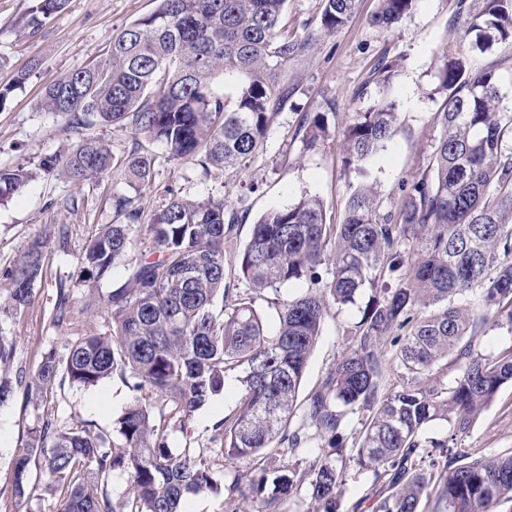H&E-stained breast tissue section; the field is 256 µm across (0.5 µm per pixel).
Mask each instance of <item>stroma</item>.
<instances>
[{
  "instance_id": "1",
  "label": "stroma",
  "mask_w": 512,
  "mask_h": 512,
  "mask_svg": "<svg viewBox=\"0 0 512 512\" xmlns=\"http://www.w3.org/2000/svg\"><path fill=\"white\" fill-rule=\"evenodd\" d=\"M34 0H0V55L10 67L0 69V88L12 84L14 71L32 66L24 88L13 91L0 109V168L25 167L34 177L25 191L0 203V288L6 275L35 239H42L43 268L34 284V298L24 310L0 309V337L11 345L10 377L32 375L49 349L64 350L69 339L87 328L105 330L101 294L125 285L130 268L153 250L147 225L163 209L170 194L187 198L221 195L245 218L234 231L236 247H244L256 219L267 209L283 207L303 195L320 197L329 223H340L347 201L362 182L377 192L380 213L394 210L404 183L419 178L430 163L440 135L433 116L441 102L438 70L447 47L466 50L468 21L481 0H417L414 8L391 29L370 25L378 0H359L351 21L333 34L321 31L323 0H288L283 25L290 37L311 40L310 49L281 70L280 80L288 100L280 108L267 140L244 168H203L195 161H167L164 147L143 134L113 126L92 128L93 136L107 141L116 156L134 150L157 158L155 187L130 194L140 208V224L132 231L136 248L114 264L98 283L82 281L80 258L88 240L106 225L120 223L112 197L127 192L118 174L74 185L44 175L41 161L71 146L77 134L66 117L40 111L38 103L46 86L64 74L102 59L124 26L151 13L155 0H68L65 9L32 35H21L19 26ZM402 57L403 67L388 90L399 106L396 136L363 162L361 172L343 164L344 134L355 113L369 106L377 88L372 78L381 56ZM327 115L328 137L323 146L305 149L298 124L304 115ZM128 193V192H127ZM67 227V250H58L55 235ZM70 291V312L63 322H53L58 288ZM364 289L354 304L332 307L323 334L315 346L301 384L308 394L351 346L353 329L371 299ZM240 384L225 379L223 391L192 412L185 422H170L168 443L173 454L191 448L219 456L221 441L214 438L215 423L236 407ZM133 398L120 375L90 388L64 387L51 401L61 424L82 421L105 430ZM41 408L29 402L24 387L0 405V512H60L61 505L47 488L48 477L30 471L29 499L13 493V468L31 431L39 424ZM457 445L473 456L512 452V384L502 386L482 411L470 431L458 436Z\"/></svg>"
}]
</instances>
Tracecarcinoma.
<instances>
[{
	"instance_id": "carcinoma-1",
	"label": "carcinoma",
	"mask_w": 512,
	"mask_h": 512,
	"mask_svg": "<svg viewBox=\"0 0 512 512\" xmlns=\"http://www.w3.org/2000/svg\"><path fill=\"white\" fill-rule=\"evenodd\" d=\"M156 9L112 38L105 58L50 84L39 103L44 112L68 116L76 131L95 125L130 128L162 144L171 160L244 167L267 136L276 110L288 98L280 87L282 66L307 48L288 38L282 16L287 0H156ZM358 0H324L320 25L334 33L347 24ZM417 0H380L372 25L395 26ZM469 22V53L512 48V0H481ZM67 0H35L23 28L39 31ZM402 58L381 57L375 68L379 98L348 126L345 164L360 169L398 131V104L387 90ZM240 76L233 101L212 94L213 76ZM435 112L441 134L427 173L402 187L396 214L380 215L372 186L350 196L343 220L326 223L323 201L303 196L272 208L253 224L238 257V276L248 289L231 287L224 258L241 220L224 196L175 195L148 225L159 256L141 259L127 283L103 299L108 333L87 332L58 354L42 355L25 384L27 396L69 384L93 387L115 373L129 375L134 392L116 421L121 438L84 422L57 423L45 409L26 452L14 465L13 492L29 497L30 466L49 478L63 512H186L201 492L249 495L255 512L306 490L312 512H338L343 479L336 462L344 448L339 430L347 413H360L353 444L360 467L372 472V512H494L512 502V454L474 458L456 448L504 384L512 383V348L486 356L475 338L486 327H512V114L500 110L498 67L470 69L459 52L443 54ZM303 142L313 149L327 137V118L302 119ZM155 158L133 151L119 159L106 141L81 136L65 155L43 160L45 174L73 184L123 172L127 186L150 187ZM31 174L0 169V201L18 195ZM124 195L113 205L127 223L110 224L90 239L80 275L106 279L133 246L131 226L139 209ZM422 240L406 254L407 242ZM42 243L35 241L7 275L9 308L33 300L42 271ZM298 280L307 291L279 303V326L265 331L252 293ZM375 292L357 325L351 348L317 388L298 400L310 354L333 306L356 302L365 286ZM484 291V310L459 298ZM223 307L214 311V300ZM453 354L460 373L449 383L433 377L435 365ZM393 362L398 380L385 387ZM237 374L234 412L214 430L226 459L250 458L260 474L217 478L214 462L185 449L171 452L153 410L183 421ZM164 401L157 405L155 397ZM309 426L290 430L296 414ZM435 420L449 424L442 442L422 439ZM314 431H309L308 427ZM327 443L311 459H297L313 441ZM445 448L443 460L433 449ZM280 457L284 464L268 468ZM127 473L129 489L114 506L110 478Z\"/></svg>"
}]
</instances>
